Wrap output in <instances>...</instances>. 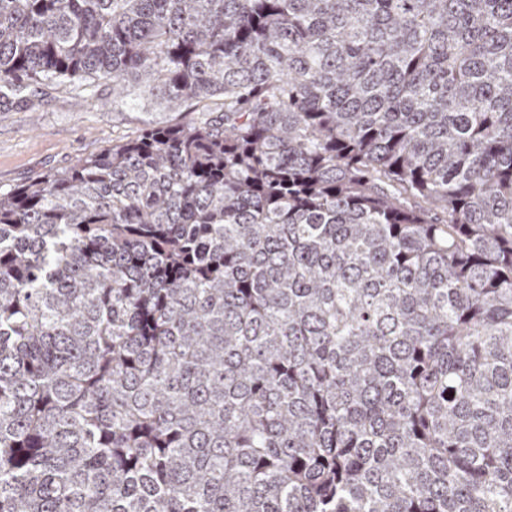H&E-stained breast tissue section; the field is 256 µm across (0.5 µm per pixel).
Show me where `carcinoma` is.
<instances>
[{
  "instance_id": "obj_1",
  "label": "carcinoma",
  "mask_w": 512,
  "mask_h": 512,
  "mask_svg": "<svg viewBox=\"0 0 512 512\" xmlns=\"http://www.w3.org/2000/svg\"><path fill=\"white\" fill-rule=\"evenodd\" d=\"M183 124L0 191V512H512V0H0V106Z\"/></svg>"
}]
</instances>
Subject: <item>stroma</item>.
Instances as JSON below:
<instances>
[{"mask_svg": "<svg viewBox=\"0 0 512 512\" xmlns=\"http://www.w3.org/2000/svg\"><path fill=\"white\" fill-rule=\"evenodd\" d=\"M139 110L135 103L113 105L111 87L82 84L46 87L29 108H0V190L132 138Z\"/></svg>", "mask_w": 512, "mask_h": 512, "instance_id": "1", "label": "stroma"}]
</instances>
